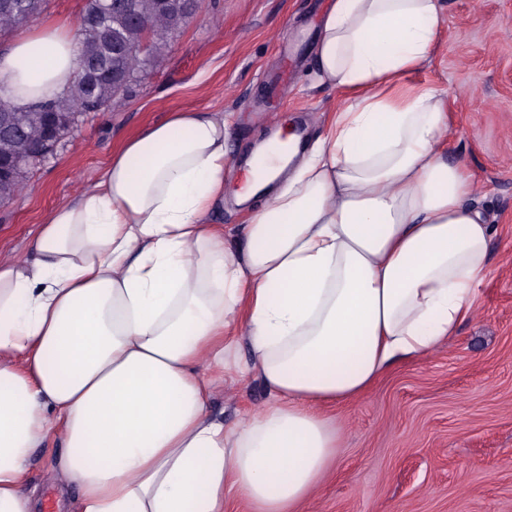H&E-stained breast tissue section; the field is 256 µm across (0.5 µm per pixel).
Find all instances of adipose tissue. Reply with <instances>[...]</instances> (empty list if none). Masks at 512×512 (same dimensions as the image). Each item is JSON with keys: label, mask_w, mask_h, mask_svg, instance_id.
<instances>
[{"label": "adipose tissue", "mask_w": 512, "mask_h": 512, "mask_svg": "<svg viewBox=\"0 0 512 512\" xmlns=\"http://www.w3.org/2000/svg\"><path fill=\"white\" fill-rule=\"evenodd\" d=\"M440 0H335L317 75L353 97L306 156L296 134L261 151L235 192L230 250L223 115L177 110L113 153L56 207L33 253L0 261V512H34L33 449L76 512H297L336 446L323 406L456 336L488 273L491 227L449 158L451 114L406 77L433 54ZM66 19L14 34L0 97L26 110L77 79ZM247 340L272 400L236 427L209 414Z\"/></svg>", "instance_id": "obj_1"}]
</instances>
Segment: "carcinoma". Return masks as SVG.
Masks as SVG:
<instances>
[{"instance_id": "cac0c4a2", "label": "carcinoma", "mask_w": 512, "mask_h": 512, "mask_svg": "<svg viewBox=\"0 0 512 512\" xmlns=\"http://www.w3.org/2000/svg\"><path fill=\"white\" fill-rule=\"evenodd\" d=\"M95 2L86 0L78 21L81 69L68 91L25 112L0 99V114L13 116L18 125L15 134H0V156L16 164L11 174L0 176V196H12L18 170L36 164L34 154L44 138V113L59 118L57 137L66 138L70 124L105 111L139 81L197 8V0H121L123 7L99 16ZM45 4L46 0H0V33L35 18ZM148 33L151 46L143 52Z\"/></svg>"}]
</instances>
